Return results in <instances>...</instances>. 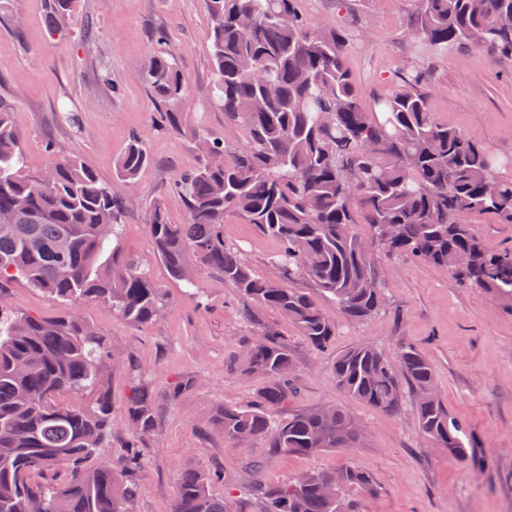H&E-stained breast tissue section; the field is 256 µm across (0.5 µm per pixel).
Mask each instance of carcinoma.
I'll use <instances>...</instances> for the list:
<instances>
[{
    "label": "carcinoma",
    "mask_w": 512,
    "mask_h": 512,
    "mask_svg": "<svg viewBox=\"0 0 512 512\" xmlns=\"http://www.w3.org/2000/svg\"><path fill=\"white\" fill-rule=\"evenodd\" d=\"M44 19L70 33L76 0H45ZM215 102L224 124L242 138L219 141L201 128L197 164L176 179L186 222L174 224L163 204L149 211L147 232L170 276L187 288L206 269L256 309L294 325L311 349L335 346L340 321L363 324L386 310L392 259L426 263L512 312V249L478 236L468 217L492 214L512 224V158L491 153L476 136L437 122L429 97L433 71L399 72L395 89L363 109L346 66L347 39L326 36L299 12L297 0H206ZM409 25L436 53L476 48L491 61H512V0H415ZM144 80L167 126L184 130L188 88L164 36ZM0 99V288L14 282L50 298L58 312L15 314L0 308V512H130L141 449L160 427L161 397L200 385L173 379L159 392L140 383L121 416L103 384L109 370H129L105 351L83 319L90 301L142 327L160 318L167 298L149 270L119 244L127 195L150 162L135 135L103 180L78 155L24 170V140ZM239 217L278 244L277 280L255 272L243 250L224 241V221ZM311 281L333 308L296 287ZM250 339L229 365L267 384L257 401L224 405L208 417L230 446L272 448L315 457L360 441L352 413L333 403L277 415L300 392L294 357L270 326L249 322ZM336 389L388 413L413 394L423 440L459 462L477 459L466 424L443 404L435 368L411 343L394 357L359 343L336 352ZM97 390L88 407L67 393ZM120 440L118 460L90 467ZM251 495L262 512H367L378 496L373 476L353 465L310 469L269 485L253 458ZM214 473L195 465L180 475L170 512H237L210 491Z\"/></svg>",
    "instance_id": "cac0c4a2"
}]
</instances>
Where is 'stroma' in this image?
<instances>
[{
    "label": "stroma",
    "instance_id": "35a3bbf8",
    "mask_svg": "<svg viewBox=\"0 0 512 512\" xmlns=\"http://www.w3.org/2000/svg\"><path fill=\"white\" fill-rule=\"evenodd\" d=\"M324 34L345 33L347 65L366 103L386 94L399 70L430 68L438 88L430 107L440 123L476 134L495 155L512 157V62H490L478 49L433 54L411 32L412 0H298ZM204 0H77L69 36L51 35L43 0H0V97L12 100V120L25 140L28 169L50 162L46 142L93 166L111 180L113 163L133 135L147 139L152 162L137 178L122 226V245L148 268L169 304L160 319L134 327L99 303L83 317L103 336L107 350L127 356L132 371L112 370L104 382L115 413H122L136 380L164 389L177 376H199L198 389L161 407V426L142 451L138 491L131 512H170L180 473L200 464L215 472L213 491L239 499L245 512H260L247 492L246 461L265 457L264 481L283 483L311 467L332 470L353 463L380 487L370 512H512V314L449 275L415 260L393 263L386 282L388 309L365 324L341 323L337 349L368 342L386 354L404 343L418 346L436 369L439 395L463 419L480 450L475 462L448 460L427 447L411 404L392 415L339 393L332 353L313 351L281 317L260 312L288 344L301 374L303 395L285 402L280 415L329 401L351 410L367 434L357 447L314 458L263 448H231L206 428L209 412L246 404L263 389L261 376H231L224 363L248 338L247 305L217 276L199 273V293L181 288L155 258L146 217L162 201L172 221L184 207L171 185L196 162L190 138L157 129L159 109L142 70L158 33L190 86L189 125L230 143L239 129L226 125L213 103V72ZM112 83L104 85L103 72ZM226 241L239 245L254 270L276 279L277 244L252 225L232 219Z\"/></svg>",
    "mask_w": 512,
    "mask_h": 512
}]
</instances>
